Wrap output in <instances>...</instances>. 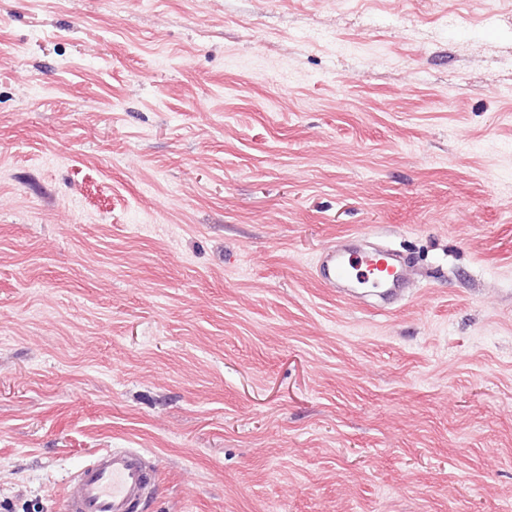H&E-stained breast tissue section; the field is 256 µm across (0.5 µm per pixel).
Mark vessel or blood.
<instances>
[{"instance_id":"vessel-or-blood-1","label":"vessel or blood","mask_w":512,"mask_h":512,"mask_svg":"<svg viewBox=\"0 0 512 512\" xmlns=\"http://www.w3.org/2000/svg\"><path fill=\"white\" fill-rule=\"evenodd\" d=\"M326 284L362 279L368 294L391 297L404 286V274L393 255L374 258L354 251L329 252L316 272ZM156 470L145 452L136 448H105L64 486L65 512H133L151 494Z\"/></svg>"}]
</instances>
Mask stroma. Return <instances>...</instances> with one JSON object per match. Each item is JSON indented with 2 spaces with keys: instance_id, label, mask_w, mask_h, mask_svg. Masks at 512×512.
I'll use <instances>...</instances> for the list:
<instances>
[{
  "instance_id": "1",
  "label": "stroma",
  "mask_w": 512,
  "mask_h": 512,
  "mask_svg": "<svg viewBox=\"0 0 512 512\" xmlns=\"http://www.w3.org/2000/svg\"><path fill=\"white\" fill-rule=\"evenodd\" d=\"M102 448L137 512H512V0H0V512ZM394 256L379 253L373 259H366L365 253L344 251L329 252L316 272L317 277L329 286L336 281H355L360 277L369 283L364 293L379 297H391L403 291L404 274L394 262Z\"/></svg>"
}]
</instances>
